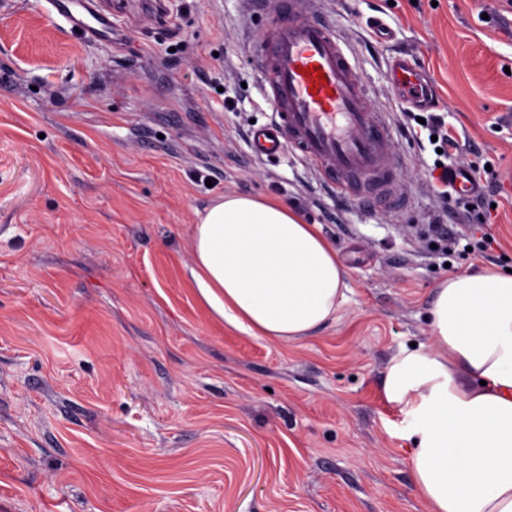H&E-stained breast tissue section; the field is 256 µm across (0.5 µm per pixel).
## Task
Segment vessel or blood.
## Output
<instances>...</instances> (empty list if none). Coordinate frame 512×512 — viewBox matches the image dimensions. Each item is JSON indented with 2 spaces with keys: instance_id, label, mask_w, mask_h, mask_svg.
<instances>
[{
  "instance_id": "b4317fda",
  "label": "vessel or blood",
  "mask_w": 512,
  "mask_h": 512,
  "mask_svg": "<svg viewBox=\"0 0 512 512\" xmlns=\"http://www.w3.org/2000/svg\"><path fill=\"white\" fill-rule=\"evenodd\" d=\"M46 2L69 31L93 43H115L118 25L98 0ZM250 2L272 18L250 52L274 114L270 124L252 129L251 151L270 158L297 152L334 192L359 203L373 193L389 196L398 168L392 127L372 111L334 24L318 11H300L298 0ZM311 66L325 74V82L305 75ZM390 76L398 98L424 102L428 85L407 59L395 57Z\"/></svg>"
}]
</instances>
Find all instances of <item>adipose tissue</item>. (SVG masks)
I'll use <instances>...</instances> for the list:
<instances>
[{"instance_id":"ef3b65f1","label":"adipose tissue","mask_w":512,"mask_h":512,"mask_svg":"<svg viewBox=\"0 0 512 512\" xmlns=\"http://www.w3.org/2000/svg\"><path fill=\"white\" fill-rule=\"evenodd\" d=\"M189 239L199 302L239 331L297 342L345 302L335 249L282 202L221 196ZM429 314L430 346L401 350L382 387L412 445L414 491L428 512H512V275L450 274Z\"/></svg>"}]
</instances>
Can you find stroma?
Returning <instances> with one entry per match:
<instances>
[{
    "mask_svg": "<svg viewBox=\"0 0 512 512\" xmlns=\"http://www.w3.org/2000/svg\"><path fill=\"white\" fill-rule=\"evenodd\" d=\"M102 2L125 28L111 46L44 0H0V512H427L382 383L429 344L449 272L512 269V0H318L391 121L398 207L249 149L271 107L248 0H168L166 30L150 0ZM402 53L432 81L427 107L393 96ZM434 116L490 166L489 257L436 244L434 225L476 218L433 189ZM226 193L320 225L346 270L335 321L279 344L198 303L189 230Z\"/></svg>",
    "mask_w": 512,
    "mask_h": 512,
    "instance_id": "stroma-1",
    "label": "stroma"
}]
</instances>
